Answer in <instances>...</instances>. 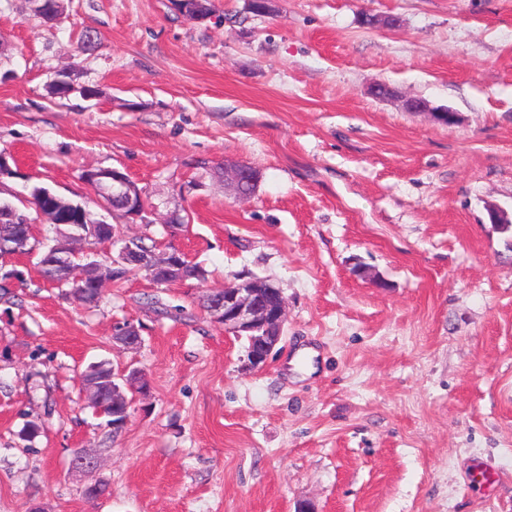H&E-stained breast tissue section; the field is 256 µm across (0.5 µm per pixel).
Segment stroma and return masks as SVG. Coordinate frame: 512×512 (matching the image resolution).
I'll return each mask as SVG.
<instances>
[{"mask_svg": "<svg viewBox=\"0 0 512 512\" xmlns=\"http://www.w3.org/2000/svg\"><path fill=\"white\" fill-rule=\"evenodd\" d=\"M211 4L196 21L176 0H64L48 22L0 0L15 160L0 197L41 185L98 221L82 173L120 169L152 223L125 234L207 273H134L85 306L37 255L9 260L23 278L0 289V512H512V237L489 218L512 213V0ZM381 15L400 23L367 25ZM227 161L260 170L250 197L225 187ZM174 212L188 226L173 236ZM251 275L288 303L258 370L202 306ZM126 322L139 348L113 342ZM100 360L150 381L118 435L79 382ZM79 449L96 472H71ZM97 480L106 494L87 497Z\"/></svg>", "mask_w": 512, "mask_h": 512, "instance_id": "1", "label": "stroma"}]
</instances>
